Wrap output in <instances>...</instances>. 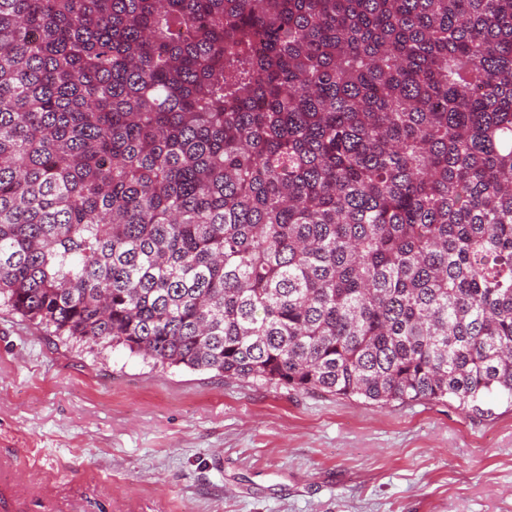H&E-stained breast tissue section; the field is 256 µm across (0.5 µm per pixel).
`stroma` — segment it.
<instances>
[{
  "mask_svg": "<svg viewBox=\"0 0 512 512\" xmlns=\"http://www.w3.org/2000/svg\"><path fill=\"white\" fill-rule=\"evenodd\" d=\"M379 405L78 342L0 307V512H512V404Z\"/></svg>",
  "mask_w": 512,
  "mask_h": 512,
  "instance_id": "35a3bbf8",
  "label": "stroma"
}]
</instances>
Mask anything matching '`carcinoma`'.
<instances>
[{"instance_id": "1", "label": "carcinoma", "mask_w": 512, "mask_h": 512, "mask_svg": "<svg viewBox=\"0 0 512 512\" xmlns=\"http://www.w3.org/2000/svg\"><path fill=\"white\" fill-rule=\"evenodd\" d=\"M156 364L512 403V0H0V305Z\"/></svg>"}]
</instances>
